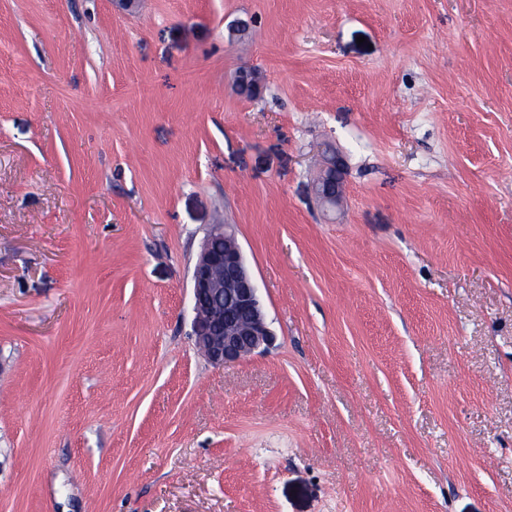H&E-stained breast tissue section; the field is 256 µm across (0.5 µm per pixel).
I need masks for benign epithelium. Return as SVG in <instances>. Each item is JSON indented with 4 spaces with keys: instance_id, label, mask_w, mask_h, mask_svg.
Returning <instances> with one entry per match:
<instances>
[{
    "instance_id": "7a95c632",
    "label": "benign epithelium",
    "mask_w": 512,
    "mask_h": 512,
    "mask_svg": "<svg viewBox=\"0 0 512 512\" xmlns=\"http://www.w3.org/2000/svg\"><path fill=\"white\" fill-rule=\"evenodd\" d=\"M343 182L339 156H323V173L316 183L319 202L335 208ZM191 283L193 336L211 365L222 367L269 348L274 333L232 225H210Z\"/></svg>"
}]
</instances>
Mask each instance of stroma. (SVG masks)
Returning a JSON list of instances; mask_svg holds the SVG:
<instances>
[{
    "label": "stroma",
    "mask_w": 512,
    "mask_h": 512,
    "mask_svg": "<svg viewBox=\"0 0 512 512\" xmlns=\"http://www.w3.org/2000/svg\"><path fill=\"white\" fill-rule=\"evenodd\" d=\"M0 512H512V0H0ZM323 173L316 183V196L326 208L333 209L342 196L344 171L338 154L323 156ZM191 283L193 336L211 365L223 367L269 348L274 333L231 224L210 225Z\"/></svg>",
    "instance_id": "stroma-1"
}]
</instances>
